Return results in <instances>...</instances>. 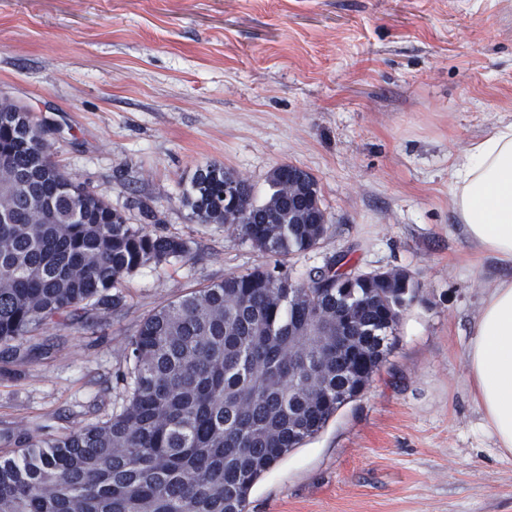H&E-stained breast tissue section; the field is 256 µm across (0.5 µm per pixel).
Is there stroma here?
<instances>
[{
  "label": "stroma",
  "instance_id": "1",
  "mask_svg": "<svg viewBox=\"0 0 512 512\" xmlns=\"http://www.w3.org/2000/svg\"><path fill=\"white\" fill-rule=\"evenodd\" d=\"M0 96L32 111L51 158L186 256L122 283V307L0 345V455L18 433L63 436L123 403L117 378L147 315L274 264L237 224L180 197L218 162L256 198L295 164L329 230L292 279L347 254L418 284L379 371L254 486L248 512H512V456L487 433L465 352L492 282L454 231L450 169L512 121V0H0Z\"/></svg>",
  "mask_w": 512,
  "mask_h": 512
}]
</instances>
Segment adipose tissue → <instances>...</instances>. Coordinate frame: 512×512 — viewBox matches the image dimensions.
Masks as SVG:
<instances>
[{
  "mask_svg": "<svg viewBox=\"0 0 512 512\" xmlns=\"http://www.w3.org/2000/svg\"><path fill=\"white\" fill-rule=\"evenodd\" d=\"M458 226L477 256L512 266V122L471 143L450 189ZM473 400L496 448L512 455V277L495 281L465 354Z\"/></svg>",
  "mask_w": 512,
  "mask_h": 512,
  "instance_id": "1",
  "label": "adipose tissue"
}]
</instances>
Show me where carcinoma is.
<instances>
[{
    "label": "carcinoma",
    "instance_id": "cac0c4a2",
    "mask_svg": "<svg viewBox=\"0 0 512 512\" xmlns=\"http://www.w3.org/2000/svg\"><path fill=\"white\" fill-rule=\"evenodd\" d=\"M282 166L271 193L241 192V228L252 247L286 258L310 249L325 228L318 183L307 204L285 208ZM197 169L180 202L201 224H223L224 177ZM0 193L13 210L0 220V344L89 305L117 307L125 277L186 255V241L151 235L97 193L73 184L46 155L23 112H0ZM52 203L47 224L23 211ZM264 213L269 224L245 218ZM346 256L313 271L307 288L277 268L255 267L170 302L140 323L123 356L125 397L106 421L60 438L19 434L22 453L0 456V512H247L252 488L291 450L319 433L378 370L399 307L414 288L366 275L347 288L318 284L346 274ZM349 320L353 344L336 357V323ZM311 349L288 384V346Z\"/></svg>",
    "mask_w": 512,
    "mask_h": 512
}]
</instances>
